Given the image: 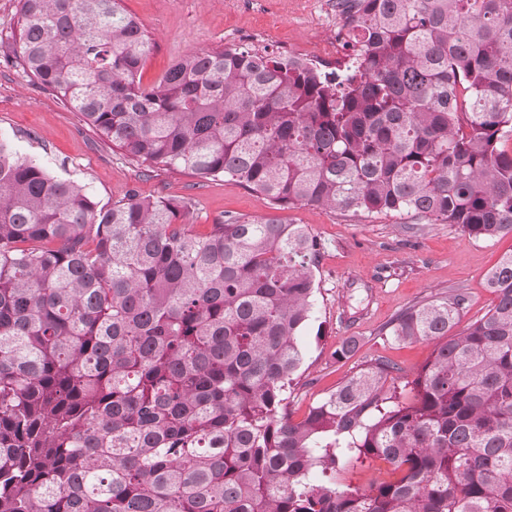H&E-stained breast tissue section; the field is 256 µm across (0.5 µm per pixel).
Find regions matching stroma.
I'll use <instances>...</instances> for the list:
<instances>
[{"mask_svg":"<svg viewBox=\"0 0 512 512\" xmlns=\"http://www.w3.org/2000/svg\"><path fill=\"white\" fill-rule=\"evenodd\" d=\"M123 6L154 41L141 71L146 86L186 53L223 49L225 35L265 28L273 14L279 18L280 38L298 42L312 34L297 22V0H257L253 7L243 0H124ZM0 138L51 174L84 186L103 206L130 191L190 200L187 222L199 234L227 214L307 225L323 249L312 317L301 336L304 359L289 393L296 420L371 359H387L404 374L415 375L431 344L398 343L381 335V328L409 305L455 288L470 295L465 320L481 317L495 300L485 285L486 274L512 252V234L483 241L407 215L356 216L313 206L275 209L257 193L221 177L206 180L162 166L144 169L1 55ZM350 338L358 342L356 352L338 359L337 348Z\"/></svg>","mask_w":512,"mask_h":512,"instance_id":"35a3bbf8","label":"stroma"}]
</instances>
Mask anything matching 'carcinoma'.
<instances>
[{
	"mask_svg": "<svg viewBox=\"0 0 512 512\" xmlns=\"http://www.w3.org/2000/svg\"><path fill=\"white\" fill-rule=\"evenodd\" d=\"M359 2L330 70L224 49L145 86L123 0H18L0 45L138 164L512 234V0ZM191 208L100 207L0 141V512H512V253L463 328L456 289L381 329L433 343L413 379L372 359L294 421L320 243L233 214L197 235ZM359 459L390 478L343 484Z\"/></svg>",
	"mask_w": 512,
	"mask_h": 512,
	"instance_id": "obj_1",
	"label": "carcinoma"
}]
</instances>
